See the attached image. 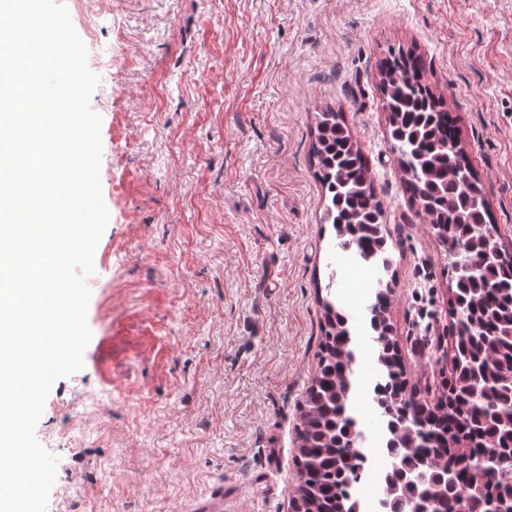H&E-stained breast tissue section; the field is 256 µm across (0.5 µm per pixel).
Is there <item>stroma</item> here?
<instances>
[{
  "label": "stroma",
  "instance_id": "1",
  "mask_svg": "<svg viewBox=\"0 0 512 512\" xmlns=\"http://www.w3.org/2000/svg\"><path fill=\"white\" fill-rule=\"evenodd\" d=\"M100 77L101 184L81 371L36 428L58 458L47 512H290L295 427L323 300L356 330L377 285L322 223L310 147L342 113L395 246L388 320L409 386L451 367L448 260L403 193L379 61L415 50L458 117L512 249V0H61Z\"/></svg>",
  "mask_w": 512,
  "mask_h": 512
}]
</instances>
